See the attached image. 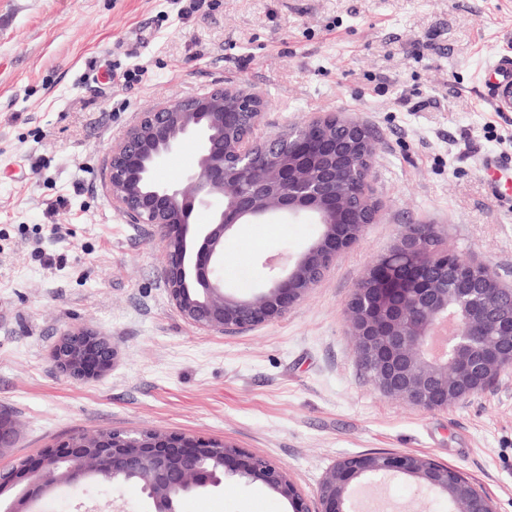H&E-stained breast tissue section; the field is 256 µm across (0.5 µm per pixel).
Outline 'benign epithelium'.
<instances>
[{
	"label": "benign epithelium",
	"instance_id": "7a95c632",
	"mask_svg": "<svg viewBox=\"0 0 512 512\" xmlns=\"http://www.w3.org/2000/svg\"><path fill=\"white\" fill-rule=\"evenodd\" d=\"M264 98L247 87L216 86L198 96L158 105L113 143L108 183L113 205L136 224L164 232L165 282L191 324L218 331L273 322L303 300L337 257L374 223L370 177L375 143L370 130L346 113L286 125L259 136ZM190 147L196 165L175 180L157 171ZM208 213L204 224L193 222ZM308 223L316 237L300 253L264 259L268 282L250 296L224 287V245L246 224ZM359 366L387 396L424 410L446 409L482 391L512 367V288L486 265L443 250L431 224L401 232L353 288L346 308ZM450 324L443 349L439 323ZM494 338L484 344L487 332ZM57 366L74 378L107 371L114 351L100 333L77 328L54 349ZM16 426L0 415V450L12 447ZM112 465V484H136L154 512H180L183 498L220 487L228 476L259 481L285 498L292 512H312L285 467L200 436L146 431L136 435H78L30 460L0 468V512H37L52 488L49 476L71 486L87 479L85 463ZM403 475L455 503L448 471L419 466L415 456L384 453L342 459L319 487L318 512H345L354 481ZM467 512H497L474 492Z\"/></svg>",
	"mask_w": 512,
	"mask_h": 512
}]
</instances>
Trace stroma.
I'll return each mask as SVG.
<instances>
[{
	"label": "stroma",
	"mask_w": 512,
	"mask_h": 512,
	"mask_svg": "<svg viewBox=\"0 0 512 512\" xmlns=\"http://www.w3.org/2000/svg\"><path fill=\"white\" fill-rule=\"evenodd\" d=\"M0 0V413L18 433L0 467L75 435L158 430L204 436L283 467L317 491L342 459L377 451L460 471L512 512V368L439 410L384 395L359 367L346 318L357 282L404 227L433 225L441 248L512 287V206L487 157L512 162V112L490 105L487 69L512 53V0ZM130 69L141 82L124 83ZM217 85L265 101L263 132L347 112L376 139L374 224L280 319L238 333L192 325L171 302L164 242L112 205V143L141 112ZM312 224H249L224 249V285L266 281L258 254L300 251ZM264 236L255 248L256 236ZM101 332L117 353L74 379L60 336ZM393 512H450L401 476ZM119 498L153 512L138 486L63 490L62 512ZM181 512H291L263 483L186 497Z\"/></svg>",
	"instance_id": "stroma-1"
}]
</instances>
